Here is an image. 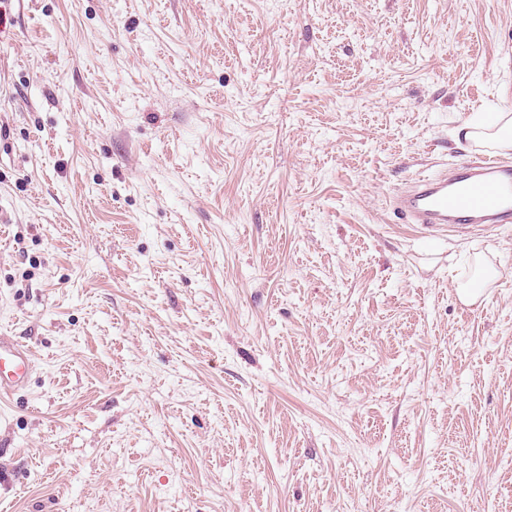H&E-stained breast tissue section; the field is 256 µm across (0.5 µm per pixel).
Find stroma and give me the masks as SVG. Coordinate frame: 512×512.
<instances>
[{"label": "stroma", "mask_w": 512, "mask_h": 512, "mask_svg": "<svg viewBox=\"0 0 512 512\" xmlns=\"http://www.w3.org/2000/svg\"><path fill=\"white\" fill-rule=\"evenodd\" d=\"M476 112L512 0H0V512H512V224L390 208ZM32 369L30 351L10 336H0V399L23 389Z\"/></svg>", "instance_id": "stroma-1"}]
</instances>
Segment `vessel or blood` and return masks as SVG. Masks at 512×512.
<instances>
[{
	"label": "vessel or blood",
	"mask_w": 512,
	"mask_h": 512,
	"mask_svg": "<svg viewBox=\"0 0 512 512\" xmlns=\"http://www.w3.org/2000/svg\"><path fill=\"white\" fill-rule=\"evenodd\" d=\"M392 206L411 224L445 231L512 224V163L481 155L411 179ZM33 369L29 350L0 336V399L24 388Z\"/></svg>",
	"instance_id": "obj_1"
}]
</instances>
